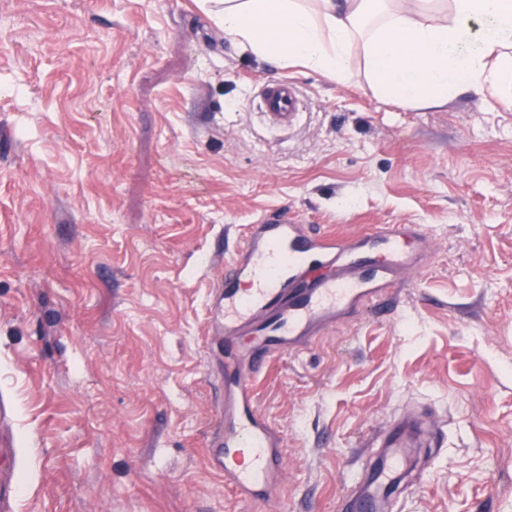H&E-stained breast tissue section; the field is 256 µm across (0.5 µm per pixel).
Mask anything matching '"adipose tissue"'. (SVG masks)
Returning a JSON list of instances; mask_svg holds the SVG:
<instances>
[{"label": "adipose tissue", "mask_w": 512, "mask_h": 512, "mask_svg": "<svg viewBox=\"0 0 512 512\" xmlns=\"http://www.w3.org/2000/svg\"><path fill=\"white\" fill-rule=\"evenodd\" d=\"M225 34L278 67L299 65L336 84L363 48L383 98L440 107L494 92L512 49V0H220Z\"/></svg>", "instance_id": "adipose-tissue-1"}]
</instances>
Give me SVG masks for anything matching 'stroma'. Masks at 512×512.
<instances>
[{"instance_id":"obj_1","label":"stroma","mask_w":512,"mask_h":512,"mask_svg":"<svg viewBox=\"0 0 512 512\" xmlns=\"http://www.w3.org/2000/svg\"><path fill=\"white\" fill-rule=\"evenodd\" d=\"M215 0H0V440L14 512H348L373 436L435 414L400 512H512V83L439 109L339 85L226 37ZM298 120L273 126L264 82ZM421 224L430 254L256 382L285 481L225 489L203 449L207 336L250 224ZM262 103L265 112L283 125L290 126L298 116L297 88L288 79L266 83L262 91Z\"/></svg>"}]
</instances>
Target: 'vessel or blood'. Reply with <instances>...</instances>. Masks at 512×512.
Wrapping results in <instances>:
<instances>
[{
	"label": "vessel or blood",
	"instance_id": "obj_1",
	"mask_svg": "<svg viewBox=\"0 0 512 512\" xmlns=\"http://www.w3.org/2000/svg\"><path fill=\"white\" fill-rule=\"evenodd\" d=\"M265 112L292 124L299 112L295 84H265ZM423 249L431 240L418 224H376L361 237L318 234L287 208L264 213L250 225L241 249L223 265L224 277L212 303L208 333L235 346L239 337H263L260 349L224 362V408L220 432L210 441L208 462L242 500H267L283 480V442L268 420L253 409V382L275 355L297 352L360 307L391 295L392 287L416 266L403 249L404 238ZM381 260H368L372 249ZM250 282L251 291L238 288ZM435 433L418 417L394 419L373 442L382 459L363 477L359 512H380L406 468L405 451L425 447Z\"/></svg>",
	"mask_w": 512,
	"mask_h": 512
}]
</instances>
